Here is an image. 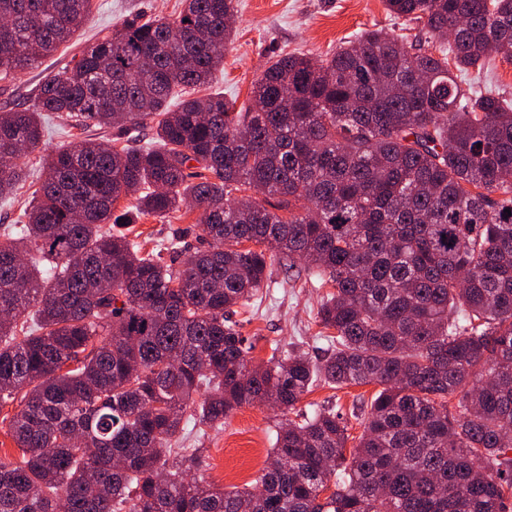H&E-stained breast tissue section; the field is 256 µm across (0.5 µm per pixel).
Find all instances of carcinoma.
<instances>
[{"mask_svg": "<svg viewBox=\"0 0 512 512\" xmlns=\"http://www.w3.org/2000/svg\"><path fill=\"white\" fill-rule=\"evenodd\" d=\"M385 4L448 41L441 55L371 31L320 61L277 58L238 110L188 92L224 65L236 0H182L169 21L128 15L0 112V199L39 182L0 232V403L21 396L0 512H509L512 101L451 69L512 62V0ZM92 5L0 0V78L71 41ZM43 112L118 137L27 170ZM148 120L150 141L130 142ZM188 203L207 247L184 268L130 239ZM269 249L332 288L319 362L255 366L228 320ZM318 381L382 386L356 446L323 408L276 431L251 487L187 479L185 414L217 428L243 405L290 410Z\"/></svg>", "mask_w": 512, "mask_h": 512, "instance_id": "obj_1", "label": "carcinoma"}]
</instances>
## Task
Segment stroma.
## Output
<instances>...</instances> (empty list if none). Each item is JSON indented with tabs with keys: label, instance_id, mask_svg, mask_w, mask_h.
I'll return each mask as SVG.
<instances>
[{
	"label": "stroma",
	"instance_id": "stroma-1",
	"mask_svg": "<svg viewBox=\"0 0 512 512\" xmlns=\"http://www.w3.org/2000/svg\"><path fill=\"white\" fill-rule=\"evenodd\" d=\"M236 35L224 55V67L216 72L210 92L247 105L254 82L270 61L283 53H303L323 59L343 43L365 32L383 29L396 35L407 48L424 40L423 25L390 15L384 0H237ZM181 0H95L82 29L73 40L38 67L0 81V112L27 102L42 78L70 61L85 40L119 24L131 13L175 18ZM145 248L178 243L183 254L199 246L195 215L168 221L147 216L132 227ZM267 288L257 298L235 306L230 316L246 339L252 364L268 361L273 352L297 350L319 359L328 343L320 339L316 318L323 289L313 287L304 263L287 267L274 260L269 267ZM378 391L377 385L332 388L318 384L296 408L280 411L264 403L239 408L222 427L199 429L183 419L184 447L193 450L200 465L196 477L227 491L250 487L264 467L278 427L305 413L312 405L336 411L351 437H359L361 422Z\"/></svg>",
	"mask_w": 512,
	"mask_h": 512
}]
</instances>
